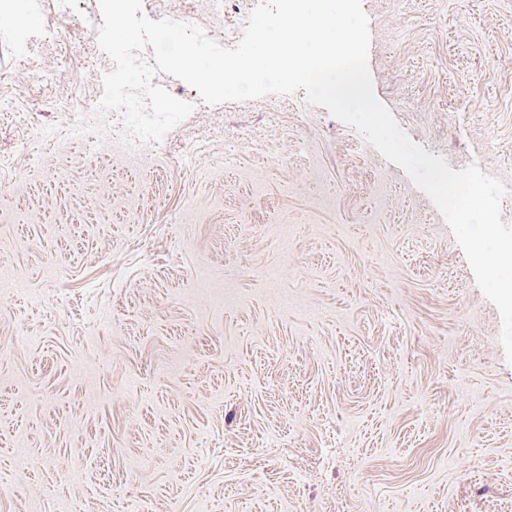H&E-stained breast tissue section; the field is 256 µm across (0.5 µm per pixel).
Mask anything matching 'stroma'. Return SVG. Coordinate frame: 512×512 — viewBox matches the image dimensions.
Instances as JSON below:
<instances>
[{
    "mask_svg": "<svg viewBox=\"0 0 512 512\" xmlns=\"http://www.w3.org/2000/svg\"><path fill=\"white\" fill-rule=\"evenodd\" d=\"M258 2L143 12L235 43ZM363 8L378 99L512 224V0ZM97 12L0 21V512H512L502 319L428 195L301 90L161 73L162 147L69 135Z\"/></svg>",
    "mask_w": 512,
    "mask_h": 512,
    "instance_id": "stroma-1",
    "label": "stroma"
}]
</instances>
